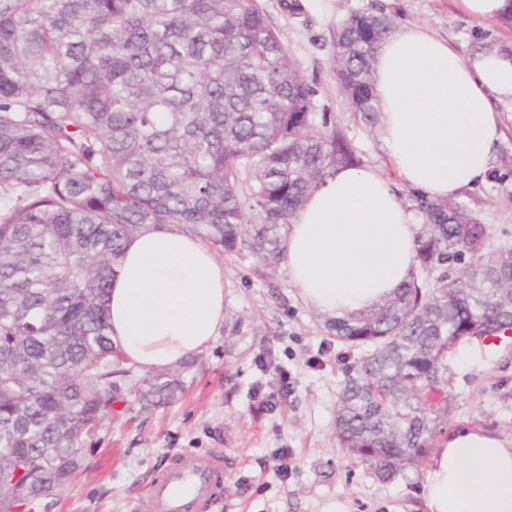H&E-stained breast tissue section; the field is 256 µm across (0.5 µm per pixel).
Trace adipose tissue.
Instances as JSON below:
<instances>
[{
  "mask_svg": "<svg viewBox=\"0 0 512 512\" xmlns=\"http://www.w3.org/2000/svg\"><path fill=\"white\" fill-rule=\"evenodd\" d=\"M374 75L380 140L403 183L450 199L486 182L503 136L492 103L512 102V51L493 44L465 59L424 27L404 25L379 45ZM416 234L390 179L336 169L290 220V284L327 315L371 309L408 278ZM109 311L129 365H177L224 323V266L179 229L136 235ZM422 497L425 512H512V439L457 426L431 456Z\"/></svg>",
  "mask_w": 512,
  "mask_h": 512,
  "instance_id": "ef3b65f1",
  "label": "adipose tissue"
}]
</instances>
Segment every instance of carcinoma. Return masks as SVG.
<instances>
[{
	"instance_id": "obj_1",
	"label": "carcinoma",
	"mask_w": 512,
	"mask_h": 512,
	"mask_svg": "<svg viewBox=\"0 0 512 512\" xmlns=\"http://www.w3.org/2000/svg\"><path fill=\"white\" fill-rule=\"evenodd\" d=\"M392 29L355 14L334 44L370 133L373 59ZM314 95L258 0H0V512H32L68 485L119 394L108 295L130 238L176 227L220 251L275 253L326 175L359 165ZM414 206L410 279L326 323L362 349L336 439L383 484L447 434L457 338L512 334V232L461 202L416 194ZM180 388L179 371L157 370L136 395L149 408Z\"/></svg>"
}]
</instances>
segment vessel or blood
I'll return each instance as SVG.
<instances>
[{
    "label": "vessel or blood",
    "mask_w": 512,
    "mask_h": 512,
    "mask_svg": "<svg viewBox=\"0 0 512 512\" xmlns=\"http://www.w3.org/2000/svg\"><path fill=\"white\" fill-rule=\"evenodd\" d=\"M220 452L176 458L148 484L134 512H211L224 487Z\"/></svg>",
    "instance_id": "1"
}]
</instances>
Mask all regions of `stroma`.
<instances>
[{
    "label": "stroma",
    "instance_id": "stroma-1",
    "mask_svg": "<svg viewBox=\"0 0 512 512\" xmlns=\"http://www.w3.org/2000/svg\"><path fill=\"white\" fill-rule=\"evenodd\" d=\"M268 21L315 89L316 112L343 129L363 167L393 179L404 206L412 188L397 181L378 134L354 116L335 74L337 26L359 12H384L395 26L423 25L471 57L485 44L512 49V27L479 24L457 0H330L329 9L260 0ZM503 139L486 183L463 190L484 223L512 230V105L495 103ZM224 265V324L181 373L182 388L166 404L145 409L134 393L148 370L118 377L120 400L87 438L71 483L37 512H132L150 479L177 456L220 448L228 464L221 512H424L425 472L382 484L352 467L334 421L347 369L360 350L337 343L322 313L291 286L284 254L251 248L217 252ZM475 365L449 357L457 396L451 425L467 422L512 438V344L481 349ZM288 397L275 396L280 379ZM288 451L280 474L278 453Z\"/></svg>",
    "mask_w": 512,
    "mask_h": 512
}]
</instances>
